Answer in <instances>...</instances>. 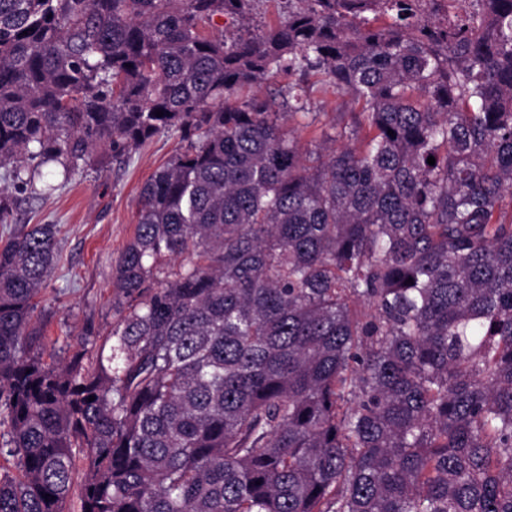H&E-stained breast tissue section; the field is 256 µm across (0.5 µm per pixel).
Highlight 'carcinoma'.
Listing matches in <instances>:
<instances>
[{
	"label": "carcinoma",
	"instance_id": "obj_1",
	"mask_svg": "<svg viewBox=\"0 0 512 512\" xmlns=\"http://www.w3.org/2000/svg\"><path fill=\"white\" fill-rule=\"evenodd\" d=\"M255 3L0 0V168L181 143L64 360L0 185V512H512V0ZM286 0H260L254 12L255 30L268 31L277 27L282 21L288 9ZM256 31V32H258ZM288 83V78L285 76L274 75L268 77L259 87L253 88L250 91L244 92V95H256L261 99H266L268 101H275L276 105L279 103L280 90L282 87L286 86ZM312 107L316 111L327 112V116L323 120H329L336 116V112L340 110L350 109L351 102L347 96L336 97V92L332 88L325 93L323 91H315L311 94Z\"/></svg>",
	"mask_w": 512,
	"mask_h": 512
}]
</instances>
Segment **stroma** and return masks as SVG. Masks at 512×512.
I'll return each mask as SVG.
<instances>
[{
  "label": "stroma",
  "instance_id": "35a3bbf8",
  "mask_svg": "<svg viewBox=\"0 0 512 512\" xmlns=\"http://www.w3.org/2000/svg\"><path fill=\"white\" fill-rule=\"evenodd\" d=\"M179 147L176 135L160 134L128 159L80 167L67 181L52 166L37 177L21 172L13 223L60 228L40 301L52 313L46 334L61 344V357L72 355L85 329L103 334L116 322L112 269L134 235L140 188Z\"/></svg>",
  "mask_w": 512,
  "mask_h": 512
}]
</instances>
